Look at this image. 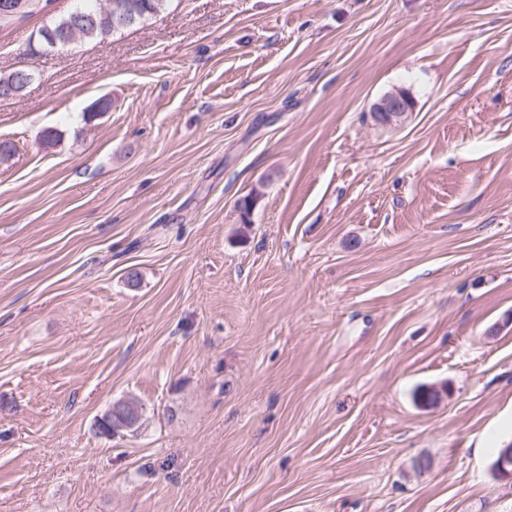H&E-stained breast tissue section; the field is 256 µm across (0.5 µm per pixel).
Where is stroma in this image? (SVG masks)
<instances>
[{"instance_id":"1","label":"stroma","mask_w":512,"mask_h":512,"mask_svg":"<svg viewBox=\"0 0 512 512\" xmlns=\"http://www.w3.org/2000/svg\"><path fill=\"white\" fill-rule=\"evenodd\" d=\"M74 5L0 31V512H512V0H172L27 54ZM406 92L395 89L382 96L371 109V116L379 124L396 126L405 121L410 109Z\"/></svg>"}]
</instances>
